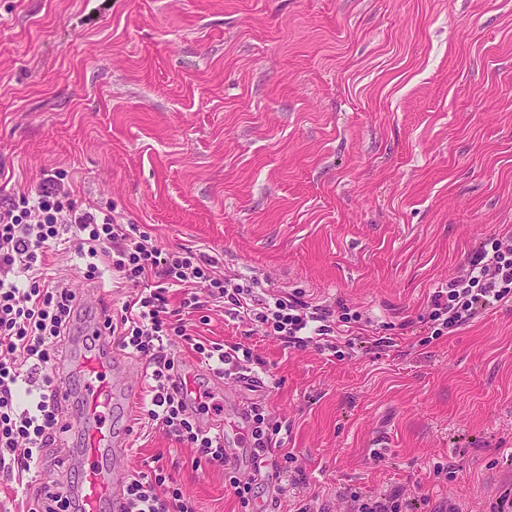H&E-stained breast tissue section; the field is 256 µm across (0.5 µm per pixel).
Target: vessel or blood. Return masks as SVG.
<instances>
[{"instance_id":"vessel-or-blood-1","label":"vessel or blood","mask_w":512,"mask_h":512,"mask_svg":"<svg viewBox=\"0 0 512 512\" xmlns=\"http://www.w3.org/2000/svg\"><path fill=\"white\" fill-rule=\"evenodd\" d=\"M82 332L95 337L96 346L77 357L85 378L72 425L83 436L85 464L78 473L75 497L83 512H122L125 498L115 462L124 456L127 442L125 431L113 427L112 420L124 415L137 387L118 348L105 335L102 317L85 321ZM247 428V412L242 409L232 424L221 425L218 431L225 442L242 444Z\"/></svg>"}]
</instances>
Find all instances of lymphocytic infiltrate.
Returning a JSON list of instances; mask_svg holds the SVG:
<instances>
[{"label": "lymphocytic infiltrate", "mask_w": 512, "mask_h": 512, "mask_svg": "<svg viewBox=\"0 0 512 512\" xmlns=\"http://www.w3.org/2000/svg\"><path fill=\"white\" fill-rule=\"evenodd\" d=\"M63 242L84 260L86 281L100 284L110 274L129 291L120 308L104 300L99 307L108 335L142 363L144 419L211 464L223 465L224 444L202 430L196 405L186 402L172 379L181 367L175 343L189 339L187 315L206 303L220 306L231 318L297 349L359 333L356 318L337 313L335 306L267 294L255 276L224 274L218 260L201 251L163 250L139 225L118 222L111 209L77 203L58 177L24 193L0 190V478L9 482L23 483L26 475L43 469L47 449L70 430L58 401L62 380L47 372L76 320L74 292L46 274L50 252ZM201 286L207 289L203 300L196 293ZM508 301L512 233L493 238L447 287L430 295L425 329L435 336L453 333ZM190 341L196 359L218 375L264 365L239 344ZM263 412L258 404L249 411L253 471L279 480L288 468L272 453L276 440ZM123 494L126 512H196L193 500L159 463L129 475Z\"/></svg>", "instance_id": "1"}]
</instances>
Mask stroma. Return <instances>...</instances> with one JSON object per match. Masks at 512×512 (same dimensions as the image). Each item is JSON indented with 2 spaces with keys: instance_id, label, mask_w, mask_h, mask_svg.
Returning <instances> with one entry per match:
<instances>
[{
  "instance_id": "1",
  "label": "stroma",
  "mask_w": 512,
  "mask_h": 512,
  "mask_svg": "<svg viewBox=\"0 0 512 512\" xmlns=\"http://www.w3.org/2000/svg\"><path fill=\"white\" fill-rule=\"evenodd\" d=\"M60 169L163 249L366 320L334 354L190 315L266 363L239 391L175 347L207 419L239 399L281 426L304 480L241 472L258 504L356 512L353 492L399 490L412 512H487L512 488V303L421 331L429 294L512 232V0H0V179ZM121 424V477L158 456L198 512H245L138 402ZM80 445L70 431L30 494L75 481Z\"/></svg>"
}]
</instances>
